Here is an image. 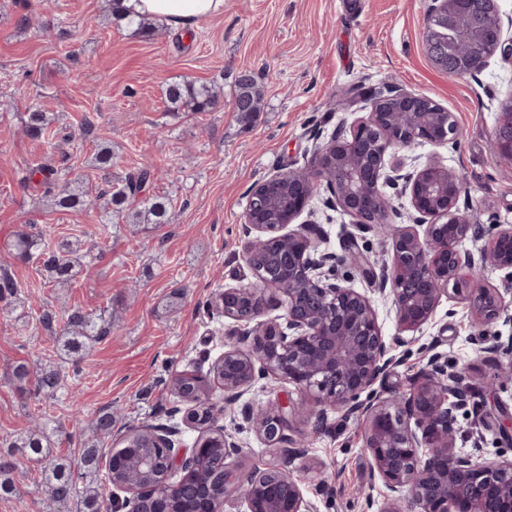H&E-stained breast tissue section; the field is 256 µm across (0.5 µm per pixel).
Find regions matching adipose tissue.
Wrapping results in <instances>:
<instances>
[{
  "mask_svg": "<svg viewBox=\"0 0 512 512\" xmlns=\"http://www.w3.org/2000/svg\"><path fill=\"white\" fill-rule=\"evenodd\" d=\"M120 5L147 19L182 30L224 13V0H121Z\"/></svg>",
  "mask_w": 512,
  "mask_h": 512,
  "instance_id": "adipose-tissue-1",
  "label": "adipose tissue"
}]
</instances>
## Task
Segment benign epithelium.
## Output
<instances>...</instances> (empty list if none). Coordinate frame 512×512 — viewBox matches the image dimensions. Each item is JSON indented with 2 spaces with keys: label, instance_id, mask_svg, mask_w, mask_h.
Wrapping results in <instances>:
<instances>
[{
  "label": "benign epithelium",
  "instance_id": "obj_1",
  "mask_svg": "<svg viewBox=\"0 0 512 512\" xmlns=\"http://www.w3.org/2000/svg\"><path fill=\"white\" fill-rule=\"evenodd\" d=\"M472 3L434 0L423 39L436 66L446 68L442 51L431 43L434 20L469 39L462 19ZM495 33L493 52L512 60V35H506L499 17ZM461 138L454 113L428 96L398 89L378 98L368 117L348 133L315 145L308 167L277 171L251 187L242 224V256L251 281L224 288L210 303L211 312L235 323L236 339L224 345V354L195 391L178 384L191 372L173 377L175 390L189 404L183 422L196 428L202 413L209 433L189 446L175 423L130 430L131 437L148 435L162 454L134 462L112 458L111 512H159V501L198 492L202 447L214 439L222 444L221 467L212 474L206 512H223L225 499L232 496L243 502L245 512H319L294 476L303 442L288 431L294 419L313 416L307 436L319 435L330 410L362 420L371 477L386 489L379 507L368 499L364 512H512V458H486L456 446L455 411L467 399L469 376L433 353L407 389L383 396L382 383L397 360L390 356L372 300L330 274L339 265L353 264L373 291L391 300L398 344L405 343L404 333L416 341L415 334L444 298L468 301L471 320L479 327L507 311L500 289L475 283L478 271L490 266L504 272L505 290L512 289V225H500L488 236L479 233L460 210L462 176L451 168L429 162L402 174L400 166H387L398 149L424 143L456 146ZM398 180L404 181L415 212L412 224L390 223L392 206L382 186ZM323 183L355 229L349 248L340 254L320 249L308 221L301 220ZM371 228L388 237L387 258L379 265L368 259L356 236ZM466 239L473 248H460ZM274 246L288 253L286 279L273 276L262 261ZM271 304L284 313L262 319ZM268 376L292 385L299 399L257 409L240 403ZM216 387L222 391L219 401L213 399ZM235 411L266 443L279 446V463L247 471L232 467L241 444L218 421Z\"/></svg>",
  "mask_w": 512,
  "mask_h": 512
}]
</instances>
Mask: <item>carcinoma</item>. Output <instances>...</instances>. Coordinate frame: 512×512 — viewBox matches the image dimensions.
<instances>
[{"mask_svg":"<svg viewBox=\"0 0 512 512\" xmlns=\"http://www.w3.org/2000/svg\"><path fill=\"white\" fill-rule=\"evenodd\" d=\"M494 0H487L483 11L474 15L475 21L482 25L481 36L461 47V51L468 53H482L488 45V32L494 26L495 11ZM127 25L140 33H150L154 30L153 24L143 17H137L128 12L119 16ZM263 90L258 86L254 77L249 74L239 76L234 90V111L238 120L248 124L260 112L263 104ZM165 99L171 109L177 112H209L214 106L220 104L221 93L212 84H196L194 82H173L165 89ZM26 128L30 136L41 139L49 134V118L40 110L28 113ZM148 169L143 168L131 173L114 187L108 186L101 191L107 197L108 203L113 206L115 216L122 218L127 224L154 225L169 223V200L164 196L140 197L146 182L149 180ZM29 179L36 180L49 197L51 206L65 212H86L93 207V200L88 192L79 185L67 182L64 186L58 185V169L47 164H40L30 171ZM12 255L23 260H37L42 264L53 278L59 283L70 281L76 275L80 257L77 248L65 246L57 250H46L40 247L35 235L21 233L9 244ZM19 289L15 279L5 268H0V300L13 298L18 295ZM111 332V324L98 320L97 317L79 308L67 312L66 324L58 343L67 353L77 354L85 350L90 344L105 339ZM61 386L59 371L42 369L37 372V389L45 394H54ZM114 416L112 412L100 413L93 421L92 433L95 438L106 437L112 434ZM47 440L44 428L35 426L28 432L22 441V447L34 456V461L40 465L45 477L50 499L54 503H66L78 494H83L85 512H105L100 499L99 486L90 481L84 488L72 473H67L57 465H45L46 458L50 456L49 450L44 448ZM83 466L87 467V474L100 478L105 484L109 480V473L99 474L98 455L95 449L87 451L83 458Z\"/></svg>","mask_w":512,"mask_h":512,"instance_id":"carcinoma-1","label":"carcinoma"}]
</instances>
